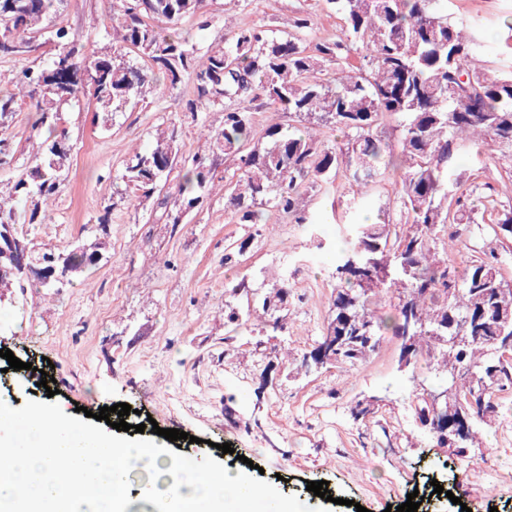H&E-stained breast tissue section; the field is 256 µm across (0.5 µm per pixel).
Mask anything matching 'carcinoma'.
<instances>
[{
	"mask_svg": "<svg viewBox=\"0 0 512 512\" xmlns=\"http://www.w3.org/2000/svg\"><path fill=\"white\" fill-rule=\"evenodd\" d=\"M111 2L104 32L113 50L88 54L57 21L62 0H0V58L25 59L37 38L53 50L47 67L25 68L15 81L36 101L34 127H47L52 139L8 197H0V226L11 225L27 248V263L46 249H36L24 226L38 223L70 167L66 134L56 133L61 105L89 95L101 111L121 112L147 87L165 93L188 75L195 98L186 110L224 112L222 127L208 131L207 139L211 151L235 165L225 192L237 224L257 223L254 207L266 201L290 222L311 225L300 206L308 190L334 183L344 167L366 193L394 169L405 222L346 225L329 315L312 350L325 349V369L354 367L384 336L396 337L408 352L407 366L422 362L427 369L413 394L416 422L428 410V384L447 390L448 405L470 417L465 437L437 442L464 457L478 426L498 417V394L512 390V346L504 345L512 336V281L503 277L494 249L468 257L461 268L439 253L463 244L481 210L495 215L489 224L494 236L512 239V207L488 196L475 204L457 165L466 156L478 158L489 141L512 152V71L491 77L480 69L479 38L448 18L442 0H326L342 21L333 41L309 40V19L299 18L285 37L254 26L231 29L226 45L203 54L175 26L188 15L208 26L204 0ZM352 45L363 50L365 64L346 72L341 60ZM16 106L15 95L0 97V131ZM270 107L308 125L273 123L265 142L255 143L253 114ZM386 117L399 121L394 146L381 140ZM315 123L340 131L343 140L328 144L311 128ZM214 179L215 168L203 158L179 156L171 134L135 153L117 195L127 204L154 196L159 219L177 225L203 202ZM104 247L98 237L60 251L64 285L95 266L91 256H101ZM28 286L43 284L22 266L0 279V288ZM382 294L386 308L375 302ZM287 297L282 285L263 298L275 329L288 319ZM446 336L459 337L463 346H449Z\"/></svg>",
	"mask_w": 512,
	"mask_h": 512,
	"instance_id": "obj_1",
	"label": "carcinoma"
}]
</instances>
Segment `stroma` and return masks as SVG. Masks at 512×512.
Masks as SVG:
<instances>
[{
	"mask_svg": "<svg viewBox=\"0 0 512 512\" xmlns=\"http://www.w3.org/2000/svg\"><path fill=\"white\" fill-rule=\"evenodd\" d=\"M108 0H65L59 22L79 34L86 51L108 47L102 23ZM451 20L480 36L485 73L512 70L497 36L512 21V0H447ZM213 17L202 30L195 17L179 31L198 53L223 43L232 23L260 26L283 36L295 21L310 17L312 41L334 39L339 21L324 0H205ZM191 78L162 95L147 94L125 111L104 113L93 99L64 104L62 125L71 149L65 186L50 201L30 237L36 247L69 248L93 238L107 216L108 248L101 261L62 292L32 288L0 290V353L46 370L57 395L27 382L0 356V409L26 404L55 407L76 423L111 435L130 448L163 445L174 456L192 455L213 466H240L251 482L269 487L288 505L307 502L312 512H385L408 493L425 498L421 512H449L433 481H451L471 512H512V393H501V413L482 432L480 447L465 457L422 440L412 418L415 387L401 368L397 340L385 337L359 368L346 365L306 371L298 363L327 321L332 274L344 247L342 218L348 208L362 217L388 215L399 222L394 178L354 202L346 177L336 187L307 192L301 205L319 229L305 231L268 206H258L259 225L235 224L216 181L203 205L185 224L155 222L152 203L133 208L113 204L134 151L149 148L157 133L176 135L183 154L211 156L200 125L217 128L222 112L192 117ZM33 101H24L5 132L14 160L0 165V191L40 156L47 129H33ZM479 186L512 203V153L486 145L478 162ZM232 261H225V253ZM249 276L253 292L229 298L230 282ZM288 286V319L273 329L262 300L275 286ZM250 310L247 330L226 318V307ZM376 397L374 416L354 419L358 400ZM117 403L151 415L158 427L193 435L169 442L154 434L117 431L92 411ZM235 418H227L225 406ZM229 453H222V443ZM247 464L238 465V456ZM327 481L324 500L307 491Z\"/></svg>",
	"mask_w": 512,
	"mask_h": 512,
	"instance_id": "1",
	"label": "stroma"
}]
</instances>
